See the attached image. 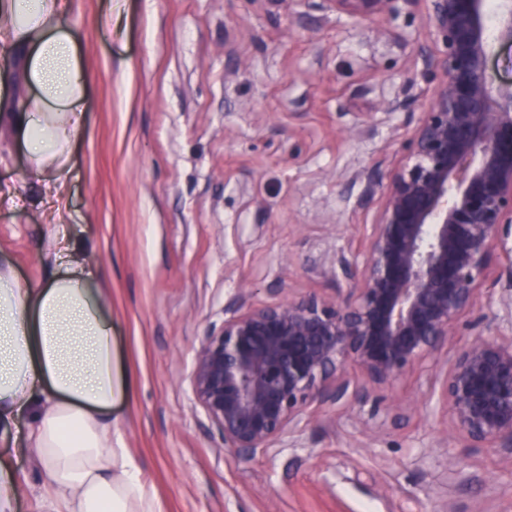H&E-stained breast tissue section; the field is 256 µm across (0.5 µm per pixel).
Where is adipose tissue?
<instances>
[{
  "instance_id": "obj_1",
  "label": "adipose tissue",
  "mask_w": 512,
  "mask_h": 512,
  "mask_svg": "<svg viewBox=\"0 0 512 512\" xmlns=\"http://www.w3.org/2000/svg\"><path fill=\"white\" fill-rule=\"evenodd\" d=\"M64 0H0V49L21 87L0 99V138L27 153L31 184H64L86 83ZM62 273L31 288L0 264V424L27 417L40 464L39 512H162L112 421L126 387L115 365L109 308L91 264L66 244Z\"/></svg>"
}]
</instances>
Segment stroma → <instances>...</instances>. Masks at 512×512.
I'll use <instances>...</instances> for the list:
<instances>
[{"instance_id": "35a3bbf8", "label": "stroma", "mask_w": 512, "mask_h": 512, "mask_svg": "<svg viewBox=\"0 0 512 512\" xmlns=\"http://www.w3.org/2000/svg\"><path fill=\"white\" fill-rule=\"evenodd\" d=\"M75 0L66 19L87 96L63 227L94 264L127 386L112 415L162 512H512V458L452 432L432 385L494 322L478 308L401 383L324 405L271 456L225 451L188 372L224 307L277 288L335 296L329 268L374 223L366 169L419 118L409 85L422 11L371 20L306 0ZM117 19L111 34L99 15ZM23 148H0V254L35 287L58 270L56 227ZM411 415L384 427L391 405ZM34 512L37 462L0 435Z\"/></svg>"}]
</instances>
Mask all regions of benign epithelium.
Wrapping results in <instances>:
<instances>
[{
  "instance_id": "7a95c632",
  "label": "benign epithelium",
  "mask_w": 512,
  "mask_h": 512,
  "mask_svg": "<svg viewBox=\"0 0 512 512\" xmlns=\"http://www.w3.org/2000/svg\"><path fill=\"white\" fill-rule=\"evenodd\" d=\"M324 2L372 19L423 10L428 104L390 163L365 176L380 205L365 241L336 254L346 291L229 303L189 372L194 400L237 459L267 456L313 406L344 408L400 381L484 301L498 307L494 337L458 348L440 398L454 432L512 457V82L489 73L493 44L512 46V0L492 11L488 0ZM349 364L360 378L344 376ZM409 421L392 406L384 423Z\"/></svg>"
}]
</instances>
